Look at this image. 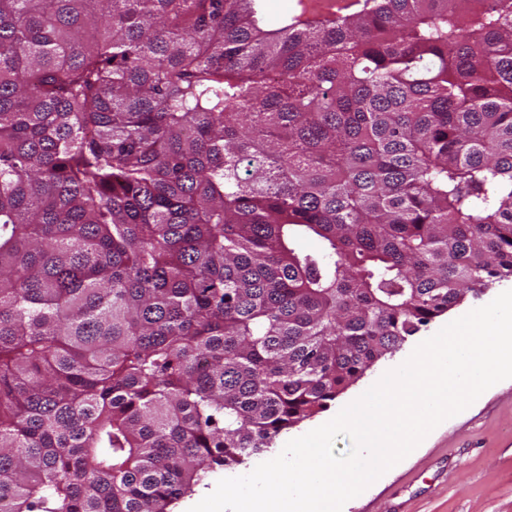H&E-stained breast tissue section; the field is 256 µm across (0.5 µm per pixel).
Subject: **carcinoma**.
Returning <instances> with one entry per match:
<instances>
[{
	"label": "carcinoma",
	"instance_id": "obj_1",
	"mask_svg": "<svg viewBox=\"0 0 512 512\" xmlns=\"http://www.w3.org/2000/svg\"><path fill=\"white\" fill-rule=\"evenodd\" d=\"M268 2L0 0V512H173L512 277V0Z\"/></svg>",
	"mask_w": 512,
	"mask_h": 512
}]
</instances>
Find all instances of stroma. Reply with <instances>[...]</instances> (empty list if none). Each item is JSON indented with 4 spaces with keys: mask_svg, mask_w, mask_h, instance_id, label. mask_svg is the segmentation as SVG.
<instances>
[{
    "mask_svg": "<svg viewBox=\"0 0 512 512\" xmlns=\"http://www.w3.org/2000/svg\"><path fill=\"white\" fill-rule=\"evenodd\" d=\"M512 290V278L495 282L479 294L467 295L447 313L432 320L393 355L378 362L349 395L365 392L391 368L402 364L415 347L439 329L482 307L503 290ZM316 424L308 419L280 434L274 446L231 470L213 472L199 493L227 476L251 472L260 462L281 453L291 438ZM344 512H512V379L487 389L473 404L427 436L419 448L384 473L365 492L348 500Z\"/></svg>",
    "mask_w": 512,
    "mask_h": 512,
    "instance_id": "35a3bbf8",
    "label": "stroma"
}]
</instances>
